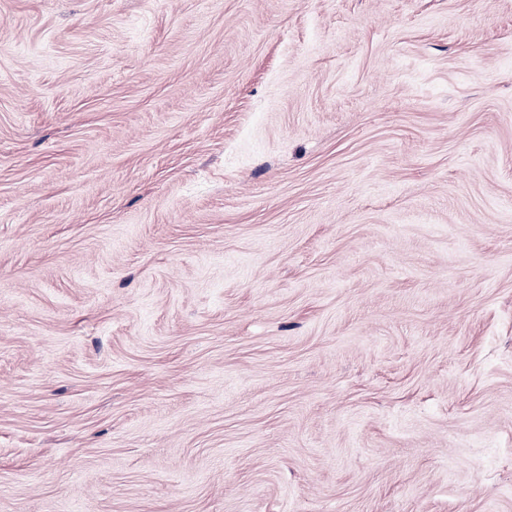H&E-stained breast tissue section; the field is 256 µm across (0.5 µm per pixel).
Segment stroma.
<instances>
[{
    "mask_svg": "<svg viewBox=\"0 0 512 512\" xmlns=\"http://www.w3.org/2000/svg\"><path fill=\"white\" fill-rule=\"evenodd\" d=\"M0 512H512V0H0Z\"/></svg>",
    "mask_w": 512,
    "mask_h": 512,
    "instance_id": "stroma-1",
    "label": "stroma"
}]
</instances>
